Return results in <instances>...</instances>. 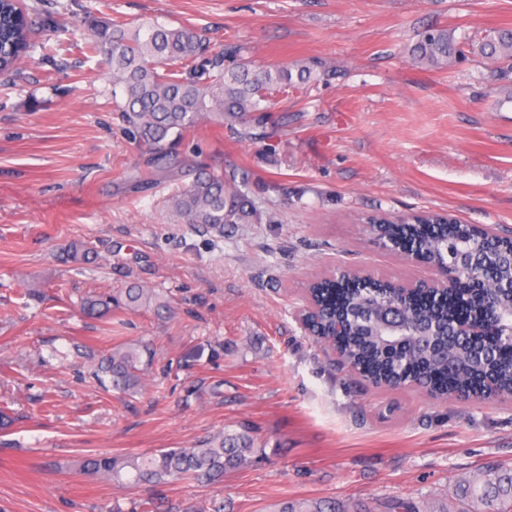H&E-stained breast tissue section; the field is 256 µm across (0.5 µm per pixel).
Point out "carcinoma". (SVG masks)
I'll return each mask as SVG.
<instances>
[{"mask_svg":"<svg viewBox=\"0 0 512 512\" xmlns=\"http://www.w3.org/2000/svg\"><path fill=\"white\" fill-rule=\"evenodd\" d=\"M45 26V20L14 0H0V75L19 74L20 65L31 59L37 45L32 32ZM90 53L102 57L107 87L114 111L145 145L153 161L169 157L174 143L200 122L214 121L243 127L245 136L264 125L271 106L268 95L335 74L320 60L297 61L290 65H256L235 46L210 52L205 36L193 28L172 27L156 20L140 23L119 19L88 22ZM464 43L444 27L425 30L411 49L419 64L435 69L452 66L463 55ZM471 51L495 63L492 79L505 83L512 95V30L492 31ZM171 210L184 224L221 227L254 220L250 201L234 181L221 170H205L171 198ZM373 230L383 236L405 240L426 252L430 258L447 257L453 264L459 256L472 252L477 243L461 231V222L452 215L415 212L396 223L388 214L368 217ZM157 302L149 288L131 287L118 295L100 294L83 302L88 315L105 316L112 308L140 309ZM346 304H360L372 312L379 304L377 293H357L345 297ZM379 325L362 317L344 322L336 330L334 321H322L319 342H333L341 336L338 348L342 363L367 379L388 383H410L413 370H422L430 379L450 376L456 387L470 383L479 375H492L501 389H512V335L495 336L488 344L489 364L474 359L475 344L462 337L442 341L440 354L429 352L425 337L400 348L385 347ZM139 344L115 345L109 354L92 367V375L102 386L132 394L143 386L142 356ZM256 452L251 434L240 431L218 434L191 448H167L150 455L88 458L83 467L100 473L118 484H164L187 478L218 481L224 473L250 462ZM471 501L486 507V512H512V469L490 463L482 473L464 481ZM275 512H340L336 504L283 502ZM387 512H440L429 503L395 501Z\"/></svg>","mask_w":512,"mask_h":512,"instance_id":"obj_1","label":"carcinoma"}]
</instances>
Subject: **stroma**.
Here are the masks:
<instances>
[{
	"label": "stroma",
	"instance_id": "obj_1",
	"mask_svg": "<svg viewBox=\"0 0 512 512\" xmlns=\"http://www.w3.org/2000/svg\"><path fill=\"white\" fill-rule=\"evenodd\" d=\"M51 13L45 55L0 78V512H273L393 499L459 512L462 481L512 466V397L459 403L376 388L317 344L297 312L308 284L345 265L392 281L436 277L381 249L372 213L431 211L512 236V100L468 55L431 70L409 49L437 25L480 40L512 28V0H23ZM155 19L238 44L257 64L306 58L334 78L276 94L257 138L204 121L180 164L244 179L258 218L181 224V180L146 149L81 53L85 13ZM74 243L90 263L65 264ZM136 284L165 311L91 318L81 297ZM154 349L127 396L88 375V353ZM249 426L257 452L223 481L122 486L81 470L93 455L188 448Z\"/></svg>",
	"mask_w": 512,
	"mask_h": 512
}]
</instances>
